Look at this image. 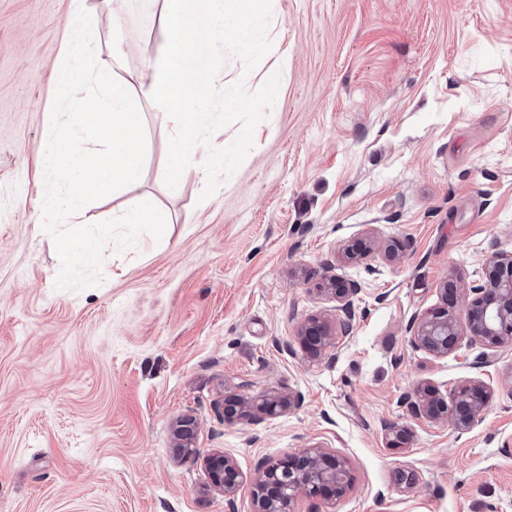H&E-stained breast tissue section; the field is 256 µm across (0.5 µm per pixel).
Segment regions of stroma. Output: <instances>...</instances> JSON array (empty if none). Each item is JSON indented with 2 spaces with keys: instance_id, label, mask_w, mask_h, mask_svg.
Listing matches in <instances>:
<instances>
[{
  "instance_id": "obj_1",
  "label": "stroma",
  "mask_w": 512,
  "mask_h": 512,
  "mask_svg": "<svg viewBox=\"0 0 512 512\" xmlns=\"http://www.w3.org/2000/svg\"><path fill=\"white\" fill-rule=\"evenodd\" d=\"M85 5L98 62L116 41L128 71L161 52L157 0H126L118 27ZM73 7L0 0V512H252L250 484L225 500L204 455L250 476L311 447L344 457L353 486L292 512H512V347L488 360L465 335L445 357L411 342L446 280L465 322L512 250V0H272L271 50L252 72L224 66L254 91L288 59L253 149L207 200L192 170L169 195L145 110L141 190L173 222L107 246L82 291L54 287L38 152ZM335 280L359 287L347 333ZM314 317L332 333L318 354L298 336ZM467 380L489 395L470 430L412 414ZM274 393L299 402L225 422L226 396Z\"/></svg>"
}]
</instances>
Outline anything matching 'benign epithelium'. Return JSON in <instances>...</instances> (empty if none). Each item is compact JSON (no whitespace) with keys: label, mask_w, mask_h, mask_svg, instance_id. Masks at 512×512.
I'll use <instances>...</instances> for the list:
<instances>
[{"label":"benign epithelium","mask_w":512,"mask_h":512,"mask_svg":"<svg viewBox=\"0 0 512 512\" xmlns=\"http://www.w3.org/2000/svg\"><path fill=\"white\" fill-rule=\"evenodd\" d=\"M359 288L354 283L340 284L332 289L336 308L343 314L344 329H349L354 318V298ZM466 330L470 337L489 350L512 345V275L506 279L487 277L483 284L471 289ZM461 326L447 309L423 315L411 336L415 347L442 357L454 348ZM303 343H313L315 352L330 342L328 323L313 319L300 330ZM487 401V391L475 380L460 385L447 404L438 399L424 400L413 406V412L431 421H446L456 430H467L479 420ZM292 405V400L278 394L260 400L237 396L224 398V421L259 419L275 414ZM180 450L192 454L193 431L182 425L175 431ZM203 463L213 478L214 486L232 497L245 478L234 461L223 453L208 454ZM253 494V512H290L294 497L304 492L311 496H342L350 487L347 462L329 457L321 448H312L300 454L264 464L250 478Z\"/></svg>","instance_id":"benign-epithelium-1"}]
</instances>
